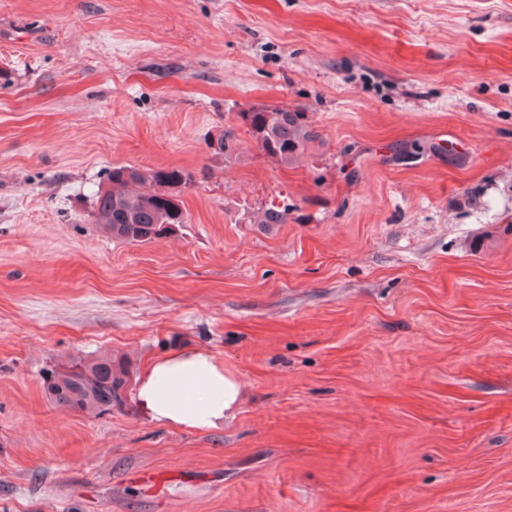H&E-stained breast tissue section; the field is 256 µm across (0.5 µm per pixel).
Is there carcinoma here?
Instances as JSON below:
<instances>
[{
	"mask_svg": "<svg viewBox=\"0 0 512 512\" xmlns=\"http://www.w3.org/2000/svg\"><path fill=\"white\" fill-rule=\"evenodd\" d=\"M247 132L266 155L286 164L301 154L315 138L306 113L285 106H263L238 113ZM181 169H153L131 166L112 168V187L100 191L94 202L93 217L104 232L123 242L145 243L186 223L183 204L164 200L159 187L164 183L187 182ZM79 370L80 392L73 393L66 372L54 373L53 382L44 383L51 400L59 407L100 414L111 409L110 400H124L130 371L110 356L72 365Z\"/></svg>",
	"mask_w": 512,
	"mask_h": 512,
	"instance_id": "1",
	"label": "carcinoma"
}]
</instances>
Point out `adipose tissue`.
Segmentation results:
<instances>
[{
    "mask_svg": "<svg viewBox=\"0 0 512 512\" xmlns=\"http://www.w3.org/2000/svg\"><path fill=\"white\" fill-rule=\"evenodd\" d=\"M136 397L155 423L208 430L236 417L243 385L213 354L193 350L151 362L137 381Z\"/></svg>",
    "mask_w": 512,
    "mask_h": 512,
    "instance_id": "1",
    "label": "adipose tissue"
}]
</instances>
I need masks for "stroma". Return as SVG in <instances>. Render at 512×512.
I'll return each instance as SVG.
<instances>
[{
  "instance_id": "obj_1",
  "label": "stroma",
  "mask_w": 512,
  "mask_h": 512,
  "mask_svg": "<svg viewBox=\"0 0 512 512\" xmlns=\"http://www.w3.org/2000/svg\"><path fill=\"white\" fill-rule=\"evenodd\" d=\"M121 165L186 223L104 234ZM198 348L216 429L43 386ZM0 512H512V0H0ZM238 119L262 152L284 164L301 154L315 138L311 121L299 109L263 106L239 113ZM69 369L79 370L80 392L77 395L73 393L67 372L52 370V383H48V376L44 377L46 391L57 406L97 415L111 409V398H118L120 405L124 403V394L119 390L126 389L130 371L121 360L103 356L88 362L81 360Z\"/></svg>"
}]
</instances>
